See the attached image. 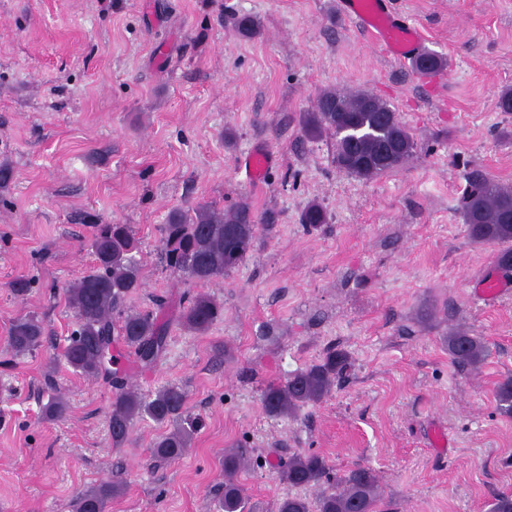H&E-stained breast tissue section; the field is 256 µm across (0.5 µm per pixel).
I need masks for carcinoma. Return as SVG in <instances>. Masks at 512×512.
<instances>
[{"instance_id": "1", "label": "carcinoma", "mask_w": 512, "mask_h": 512, "mask_svg": "<svg viewBox=\"0 0 512 512\" xmlns=\"http://www.w3.org/2000/svg\"><path fill=\"white\" fill-rule=\"evenodd\" d=\"M447 60L427 51L412 60L421 75L443 70ZM300 125L308 139L328 134L335 138L336 167L359 179L370 180L404 165L415 150L414 138L399 115L384 101L363 90H320L311 110L300 113ZM467 235L474 243L500 246L497 266L512 272V186L489 180L478 170L468 176L460 205ZM323 209L308 205L301 222L316 226L326 223ZM261 219L243 198L229 208L199 203L191 209L169 211L161 225V245L166 266L205 286L236 269L253 247ZM93 268L66 288V300L75 319L63 358L73 372L86 378H101L114 389L109 416L112 443L123 444L137 421L149 419L170 426L153 442L154 455L176 461L190 448L199 419L188 415L185 390L175 384L147 396L122 376V350L135 356L143 368L151 367L165 352L169 332V301L154 300L151 310L125 309L130 294L141 287L135 259L138 241L130 225L93 224ZM223 307L207 293H198L179 304L174 316L185 330L202 333L221 316ZM42 323L33 316L15 319L9 328L8 347L25 355L41 345ZM450 361L462 368H476L487 355L479 336L461 327L448 329L442 337ZM352 366L349 354L335 346L321 359L279 381L264 385L261 402L265 413L283 418L305 407L325 401ZM498 408L512 415V377L504 378L495 391ZM68 409L59 396L52 395L43 407L45 418L62 417ZM250 459L243 449L224 454V495L218 500L220 512H257L246 495L238 475L248 469ZM278 477L288 484V493L278 502L277 512H382V489L375 470L357 465L332 477L331 467L317 453H296L276 464ZM123 491L120 482H102L80 492L75 512H106L112 498Z\"/></svg>"}]
</instances>
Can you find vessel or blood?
<instances>
[{
  "label": "vessel or blood",
  "instance_id": "vessel-or-blood-1",
  "mask_svg": "<svg viewBox=\"0 0 512 512\" xmlns=\"http://www.w3.org/2000/svg\"><path fill=\"white\" fill-rule=\"evenodd\" d=\"M340 13L356 20L370 37L373 45L396 61H407L421 53L425 38L422 29L395 16L387 7V0H339ZM273 159L265 150L254 151L242 166L250 181L260 182Z\"/></svg>",
  "mask_w": 512,
  "mask_h": 512
}]
</instances>
